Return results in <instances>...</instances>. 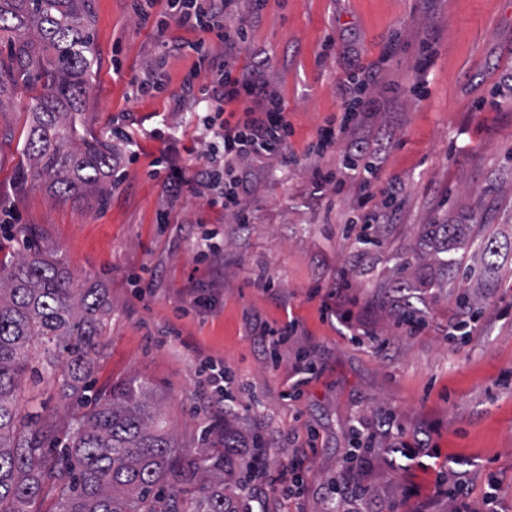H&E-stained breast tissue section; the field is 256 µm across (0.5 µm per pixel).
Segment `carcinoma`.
Listing matches in <instances>:
<instances>
[{
	"label": "carcinoma",
	"mask_w": 512,
	"mask_h": 512,
	"mask_svg": "<svg viewBox=\"0 0 512 512\" xmlns=\"http://www.w3.org/2000/svg\"><path fill=\"white\" fill-rule=\"evenodd\" d=\"M87 0H0V32L11 34L15 65H0V98L31 78L38 57L47 76L32 106L26 158L62 200L103 194L112 145L78 133V108L94 66ZM465 224H432L436 262L413 260L420 272L439 265L450 275ZM23 252L0 263V512H249L236 474L240 437L217 418L201 449L183 452L155 409L152 391L132 378L87 404L72 422L18 406L25 374L57 389L63 400L84 395L112 319V300L96 285L78 287L63 263L26 229ZM54 507L44 511L47 496Z\"/></svg>",
	"instance_id": "carcinoma-1"
}]
</instances>
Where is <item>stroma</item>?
<instances>
[{
	"mask_svg": "<svg viewBox=\"0 0 512 512\" xmlns=\"http://www.w3.org/2000/svg\"><path fill=\"white\" fill-rule=\"evenodd\" d=\"M86 9L97 62L79 130L111 139L120 174L104 199L77 202L35 180L23 147L43 85L19 82L0 102V260L22 250L25 226L63 256L74 284L107 288L112 327L100 338L88 397L146 379L169 430L193 453L216 413L201 366L209 358L224 369L225 409L245 444L237 473L263 512H320L347 479L369 488L376 512H450L436 490L461 472L473 500L493 482L512 512V253L498 268L463 269L430 288H391L409 279L400 264L424 246L428 225H464L469 260L480 242L512 239V0H267L257 19L250 0H233L226 23L248 25L239 62L262 65L293 133L289 164L256 176L250 223L225 217L217 270L194 248L200 219L214 212L202 199L171 200L152 174L170 144L188 170L206 163L193 122L204 104L188 97L176 109L169 99L195 53L162 52L131 0H88ZM427 48L433 62L418 93ZM374 63L377 111L339 146L308 154L320 126L341 115L345 77ZM156 65L167 92L134 96L131 79ZM118 125L136 135V160L113 138ZM156 127L168 140L147 137ZM355 142L379 164L374 204L382 188L401 187L374 246L359 244L354 222L361 189L346 159ZM318 170L335 181L316 184ZM163 209L166 224L157 221ZM342 277L346 303L323 316L309 292ZM193 282L216 284L214 309L187 310L182 290ZM468 292L483 296L480 308L465 307ZM404 296L426 324L421 333L399 322ZM291 320L296 333L272 350L251 331ZM461 320L466 328L453 332ZM299 362L317 372L292 396ZM255 455L273 473L301 459L303 492L287 495L266 473H248Z\"/></svg>",
	"mask_w": 512,
	"mask_h": 512,
	"instance_id": "obj_1",
	"label": "stroma"
}]
</instances>
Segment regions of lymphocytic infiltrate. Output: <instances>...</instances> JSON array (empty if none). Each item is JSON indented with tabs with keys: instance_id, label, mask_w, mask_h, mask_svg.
I'll list each match as a JSON object with an SVG mask.
<instances>
[{
	"instance_id": "obj_1",
	"label": "lymphocytic infiltrate",
	"mask_w": 512,
	"mask_h": 512,
	"mask_svg": "<svg viewBox=\"0 0 512 512\" xmlns=\"http://www.w3.org/2000/svg\"><path fill=\"white\" fill-rule=\"evenodd\" d=\"M231 0H166V13L157 24L164 51L190 49L198 57L197 68L183 80L177 98L190 95L207 105V113L196 127L199 142L211 150L208 167L187 173L171 153L156 161L165 172L164 185L171 199L184 196L205 199L209 208L236 217L238 223L251 219L250 173L270 161L287 162L288 139L292 134L286 102L268 89L251 68L237 66L235 57L247 39L246 25L225 24ZM197 32L195 41L185 43L168 37L170 27ZM348 94L341 121H326L309 145L311 154H323L339 144L344 133L360 125L377 108L370 81L350 74L344 82ZM240 102L244 110L236 119L224 115L226 104Z\"/></svg>"
}]
</instances>
